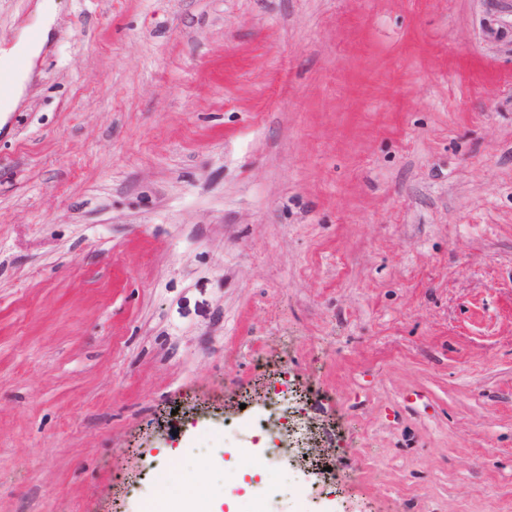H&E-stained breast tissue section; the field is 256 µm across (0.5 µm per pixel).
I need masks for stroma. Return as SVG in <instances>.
<instances>
[{
    "mask_svg": "<svg viewBox=\"0 0 512 512\" xmlns=\"http://www.w3.org/2000/svg\"><path fill=\"white\" fill-rule=\"evenodd\" d=\"M55 3L0 132V512H141L279 373L336 449L283 512H512V0Z\"/></svg>",
    "mask_w": 512,
    "mask_h": 512,
    "instance_id": "1",
    "label": "stroma"
}]
</instances>
